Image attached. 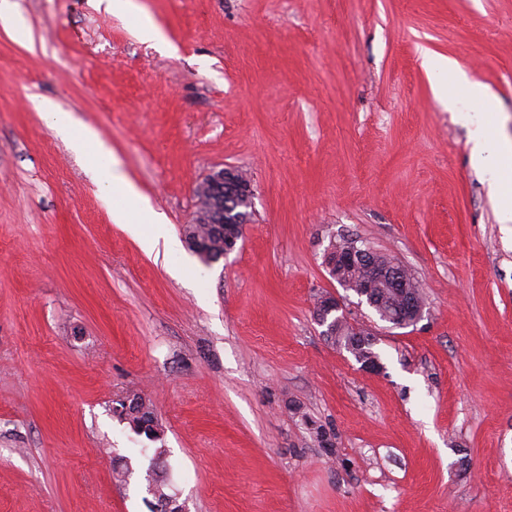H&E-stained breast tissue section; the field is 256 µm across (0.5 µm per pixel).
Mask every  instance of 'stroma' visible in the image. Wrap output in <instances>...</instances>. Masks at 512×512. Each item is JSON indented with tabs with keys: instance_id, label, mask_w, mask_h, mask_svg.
<instances>
[{
	"instance_id": "obj_1",
	"label": "stroma",
	"mask_w": 512,
	"mask_h": 512,
	"mask_svg": "<svg viewBox=\"0 0 512 512\" xmlns=\"http://www.w3.org/2000/svg\"><path fill=\"white\" fill-rule=\"evenodd\" d=\"M15 2L0 18V512H151L152 443L114 412L133 393L188 512H512V224L421 65L425 49L454 58L511 137L512 0H138L174 56L103 0ZM38 96L99 131L173 238L207 174L247 173L238 249L209 266L185 246L147 255ZM350 238L419 280L416 326L329 275ZM326 292L375 334L382 373L323 336Z\"/></svg>"
}]
</instances>
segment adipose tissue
Returning <instances> with one entry per match:
<instances>
[{"mask_svg": "<svg viewBox=\"0 0 512 512\" xmlns=\"http://www.w3.org/2000/svg\"><path fill=\"white\" fill-rule=\"evenodd\" d=\"M422 65L438 83L447 85L449 105L462 99L469 103V111L460 113L459 118L471 128V164L497 197L502 223H512V138L503 136L494 116L485 112L484 86L462 71L453 58L427 52ZM35 109L58 136L69 142L72 151L87 161L94 180L103 190L102 201L112 223L131 229L146 253H154L161 243L174 249V242L164 239V218L122 172L111 147L97 129L76 124L70 113L60 111L49 99L37 101Z\"/></svg>", "mask_w": 512, "mask_h": 512, "instance_id": "obj_1", "label": "adipose tissue"}]
</instances>
